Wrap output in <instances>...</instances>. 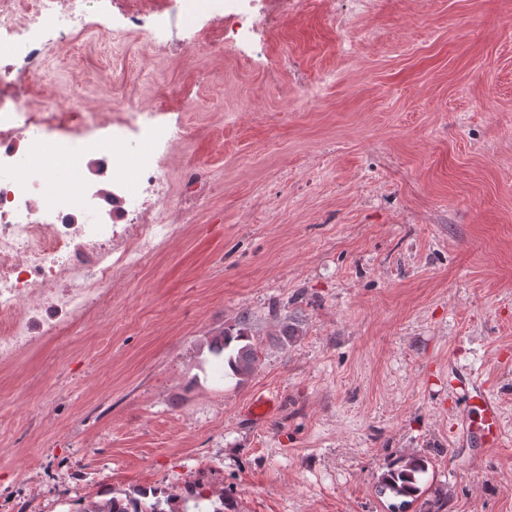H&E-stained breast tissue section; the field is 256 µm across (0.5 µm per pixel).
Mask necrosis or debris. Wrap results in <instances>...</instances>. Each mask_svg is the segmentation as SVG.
Wrapping results in <instances>:
<instances>
[{"label":"necrosis or debris","instance_id":"1","mask_svg":"<svg viewBox=\"0 0 512 512\" xmlns=\"http://www.w3.org/2000/svg\"><path fill=\"white\" fill-rule=\"evenodd\" d=\"M89 0H0V369L40 354L47 343L112 313V285L148 266L191 221L192 201L213 176L206 168L180 173L181 198L170 192L165 171L171 149L186 140L182 124L171 125L140 104L104 119L102 113L50 111L23 98L29 76L39 72L42 51L34 32H68L87 25ZM129 26L153 50H161L158 16L172 0H114ZM238 12L214 19L217 30L242 37L256 33L274 14L295 9L294 0H239ZM111 129L103 137L102 129ZM58 133V157L66 159L64 184L52 188L41 168L22 169L23 152H35L45 134ZM154 145V158L136 176L118 162L129 136ZM108 170L107 181L92 167ZM48 206H41V199Z\"/></svg>","mask_w":512,"mask_h":512}]
</instances>
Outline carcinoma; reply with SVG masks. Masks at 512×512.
I'll return each mask as SVG.
<instances>
[{
  "instance_id": "carcinoma-1",
  "label": "carcinoma",
  "mask_w": 512,
  "mask_h": 512,
  "mask_svg": "<svg viewBox=\"0 0 512 512\" xmlns=\"http://www.w3.org/2000/svg\"><path fill=\"white\" fill-rule=\"evenodd\" d=\"M249 317L242 314L231 324L224 325L211 341L215 357L223 362L232 375L239 380L249 377L258 367L259 344L248 333ZM429 461L418 455L400 458L395 464L381 474L378 479L381 491H389L397 497L417 499L422 493L421 475L428 469ZM211 500L201 490L191 487L178 499L172 494L165 496L153 492L149 495L142 490H133L123 494L104 492L78 503L75 512H224L231 504L219 497V504L208 510L200 507L204 501Z\"/></svg>"
}]
</instances>
